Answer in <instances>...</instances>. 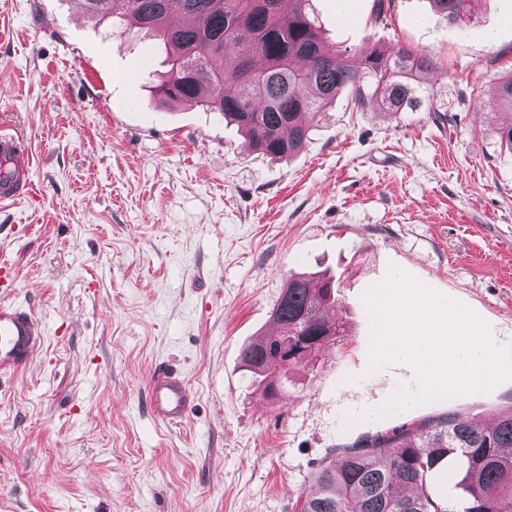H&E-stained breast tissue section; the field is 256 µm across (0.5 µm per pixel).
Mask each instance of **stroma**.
I'll return each instance as SVG.
<instances>
[{
    "instance_id": "obj_1",
    "label": "stroma",
    "mask_w": 512,
    "mask_h": 512,
    "mask_svg": "<svg viewBox=\"0 0 512 512\" xmlns=\"http://www.w3.org/2000/svg\"><path fill=\"white\" fill-rule=\"evenodd\" d=\"M81 0H0V125L26 137L34 197L0 209V298L33 307L44 344L0 381V512H294L320 462L405 423L489 425L512 381L366 418L406 363L369 369L362 295L397 266L512 346V117L473 95L512 69V0L449 22L431 0H310L337 52L404 46L442 76L402 112L341 94L275 161L236 126L166 102L162 41L109 32ZM291 273L336 282L346 332L274 399L243 347L272 328ZM166 365L193 398L178 427L148 408Z\"/></svg>"
}]
</instances>
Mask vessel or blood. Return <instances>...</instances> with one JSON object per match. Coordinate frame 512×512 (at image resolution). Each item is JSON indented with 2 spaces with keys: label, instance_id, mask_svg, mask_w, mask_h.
I'll list each match as a JSON object with an SVG mask.
<instances>
[{
  "label": "vessel or blood",
  "instance_id": "obj_1",
  "mask_svg": "<svg viewBox=\"0 0 512 512\" xmlns=\"http://www.w3.org/2000/svg\"><path fill=\"white\" fill-rule=\"evenodd\" d=\"M0 160L10 170L0 175V208L32 196L36 186L33 165L25 139L0 131ZM44 330L31 307L0 299V379L25 369L39 353ZM149 409L152 416L167 426H178L192 407L184 377L168 367L157 368L149 381Z\"/></svg>",
  "mask_w": 512,
  "mask_h": 512
}]
</instances>
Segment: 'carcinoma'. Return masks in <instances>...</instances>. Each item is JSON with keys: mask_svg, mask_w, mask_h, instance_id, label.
Listing matches in <instances>:
<instances>
[{"mask_svg": "<svg viewBox=\"0 0 512 512\" xmlns=\"http://www.w3.org/2000/svg\"><path fill=\"white\" fill-rule=\"evenodd\" d=\"M111 27L134 24L162 40L171 68L160 90L235 124L251 147L274 159L295 153L324 106L346 91L359 108L400 112L420 103V75L433 59L375 47L338 56L325 45L309 0H83ZM448 20L471 0H432ZM489 103L512 111V70L491 86ZM333 284L292 274L272 309L279 333L245 346L252 383L277 394L290 370L316 356L342 325L329 314ZM287 349L288 358L277 355ZM463 474L462 512H512V407L491 427L446 415L394 427L339 449L324 462L299 512H457L428 480Z\"/></svg>", "mask_w": 512, "mask_h": 512, "instance_id": "obj_1", "label": "carcinoma"}]
</instances>
